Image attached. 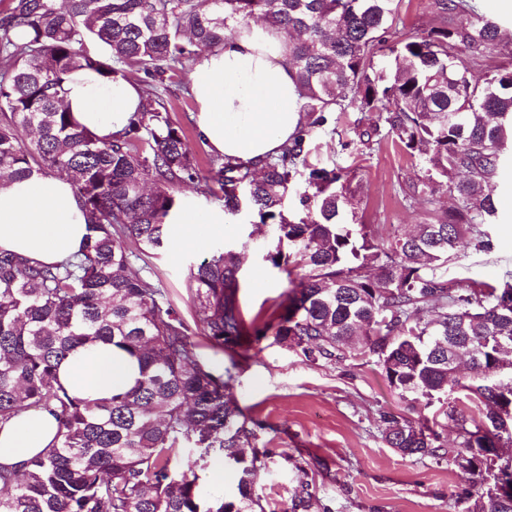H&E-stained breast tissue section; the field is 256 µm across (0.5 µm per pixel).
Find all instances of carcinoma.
Returning a JSON list of instances; mask_svg holds the SVG:
<instances>
[{
    "label": "carcinoma",
    "instance_id": "obj_1",
    "mask_svg": "<svg viewBox=\"0 0 512 512\" xmlns=\"http://www.w3.org/2000/svg\"><path fill=\"white\" fill-rule=\"evenodd\" d=\"M66 2L7 0L0 10V177L66 175L89 231L60 265L0 252V421L34 409L58 424L57 444L22 472L0 469V512H265L256 459L241 452L256 432L226 398L229 381L200 363L190 326L160 305L162 290L128 272L165 246L184 181L216 185L209 192L224 215L245 210L268 227L265 260L290 288L255 339L270 331L313 363L365 348L404 400L429 405L453 383L483 406L476 417L446 412L453 464L484 481L474 512H512L498 490V449L512 446V282H448L466 248L490 249L482 226L498 214L495 180L512 150V70L482 69L504 31L498 18L475 0H434L438 25L390 43L402 0ZM255 18L285 39L305 112L297 136L261 168L213 158L199 169L151 85L117 138L73 118L71 75L91 70L108 84L127 68L173 77ZM385 43L392 71L374 67ZM350 109L375 113V127L422 158L406 201L431 204L444 191L453 207L386 246L357 217L342 221L359 203L355 175L310 156L315 135L336 133V113ZM240 268L241 252L225 245L187 273L197 323L228 348L246 335ZM97 344L125 352L138 374L108 397H81L62 385L59 367ZM462 353L471 364L463 382L454 364ZM384 439L403 456L442 447L436 431L401 415L385 418ZM182 455L186 468L172 469ZM213 457L238 472L231 500L205 491L201 472Z\"/></svg>",
    "mask_w": 512,
    "mask_h": 512
}]
</instances>
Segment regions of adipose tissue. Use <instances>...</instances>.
I'll use <instances>...</instances> for the list:
<instances>
[{"label": "adipose tissue", "instance_id": "obj_1", "mask_svg": "<svg viewBox=\"0 0 512 512\" xmlns=\"http://www.w3.org/2000/svg\"><path fill=\"white\" fill-rule=\"evenodd\" d=\"M286 45L266 24L238 28L218 51L201 52L190 76L198 109V135L211 152L230 160L259 163L278 155L305 121L300 93L284 63ZM73 117L102 138L119 136L140 103L136 84L116 78L105 84L80 72L67 85ZM181 229L171 246L182 251L196 240L223 232L217 212L179 209ZM87 218L66 178L34 175L0 181V250L44 265L60 264L78 252ZM134 366L107 345L78 349L62 364L59 378L79 396L105 397L130 383ZM57 422L42 410L0 423V466L21 470L52 446Z\"/></svg>", "mask_w": 512, "mask_h": 512}]
</instances>
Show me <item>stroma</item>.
Returning <instances> with one entry per match:
<instances>
[{"mask_svg": "<svg viewBox=\"0 0 512 512\" xmlns=\"http://www.w3.org/2000/svg\"><path fill=\"white\" fill-rule=\"evenodd\" d=\"M188 83L185 75L163 81L169 117L204 167L212 154L197 136L192 119L197 105ZM375 119L368 112L341 113L338 135L318 137L311 160L355 171L360 186L357 213L386 244L397 231L424 222L427 208L405 203L402 193L406 183L421 177L420 162L386 129H374ZM365 130L371 137L363 144L358 135ZM496 194L501 219L486 227L493 247L468 250L450 265L448 278L457 286L512 279V176L499 182ZM254 230L251 224H228L222 234L194 242L181 253L166 248L133 261L131 270L161 288L162 303L193 325L199 361L214 372H231L228 398L259 424L244 453L258 460L256 491L271 512H292L294 499L306 490L312 495L308 512H466L479 496V477L462 476L448 460L405 457L387 446L384 417L390 413L429 422L446 451H453L455 435L438 413L439 402L409 409L375 357L358 351L340 361L312 363L292 343L270 337L243 356L214 344L197 326L186 287L188 268L218 245L245 249L238 300L247 329L261 326L284 300L285 274L247 244Z\"/></svg>", "mask_w": 512, "mask_h": 512, "instance_id": "stroma-1", "label": "stroma"}]
</instances>
